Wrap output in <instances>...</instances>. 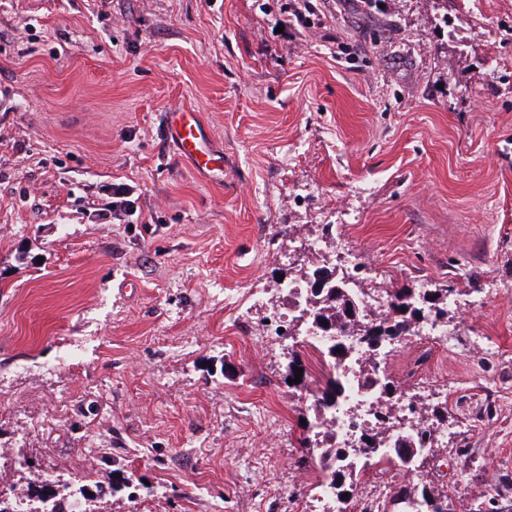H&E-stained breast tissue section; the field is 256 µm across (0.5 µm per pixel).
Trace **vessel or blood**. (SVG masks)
<instances>
[{"label":"vessel or blood","instance_id":"b4317fda","mask_svg":"<svg viewBox=\"0 0 512 512\" xmlns=\"http://www.w3.org/2000/svg\"><path fill=\"white\" fill-rule=\"evenodd\" d=\"M166 131L180 158L197 172L208 174L223 165V152L213 149L196 111L176 106L166 114Z\"/></svg>","mask_w":512,"mask_h":512}]
</instances>
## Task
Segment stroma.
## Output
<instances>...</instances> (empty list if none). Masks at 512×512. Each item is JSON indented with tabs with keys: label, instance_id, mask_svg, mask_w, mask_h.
Returning a JSON list of instances; mask_svg holds the SVG:
<instances>
[{
	"label": "stroma",
	"instance_id": "35a3bbf8",
	"mask_svg": "<svg viewBox=\"0 0 512 512\" xmlns=\"http://www.w3.org/2000/svg\"><path fill=\"white\" fill-rule=\"evenodd\" d=\"M182 104L213 176L167 137ZM328 231L371 295L452 290L449 343L384 371L444 416L449 508L512 499V0H0V485L303 512L321 367L277 281L334 268ZM166 131L179 157L198 173L222 171L224 152L213 149L206 129L194 109L187 106L170 109L166 114Z\"/></svg>",
	"mask_w": 512,
	"mask_h": 512
}]
</instances>
